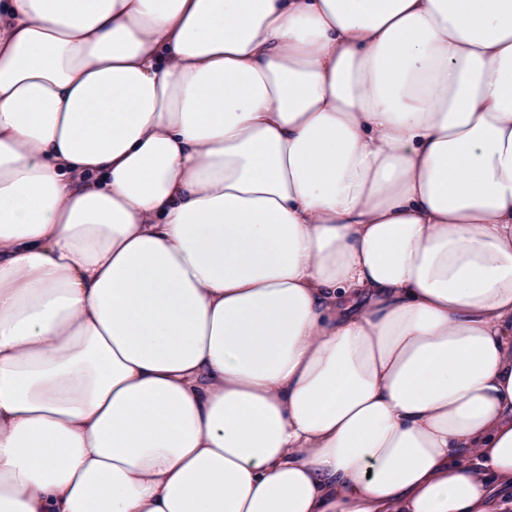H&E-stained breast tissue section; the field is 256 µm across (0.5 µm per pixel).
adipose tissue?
I'll list each match as a JSON object with an SVG mask.
<instances>
[{"instance_id":"obj_1","label":"adipose tissue","mask_w":512,"mask_h":512,"mask_svg":"<svg viewBox=\"0 0 512 512\" xmlns=\"http://www.w3.org/2000/svg\"><path fill=\"white\" fill-rule=\"evenodd\" d=\"M512 0H0V512H507Z\"/></svg>"}]
</instances>
